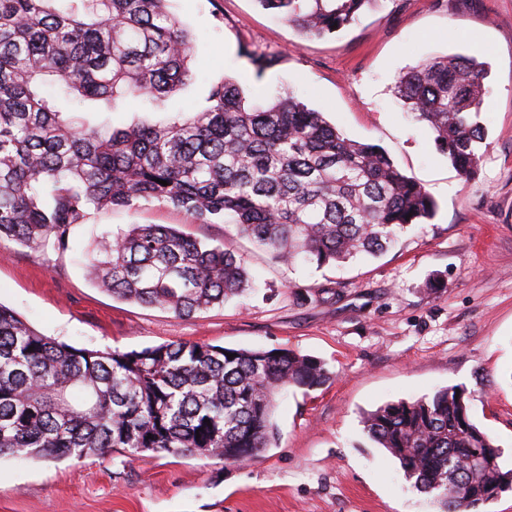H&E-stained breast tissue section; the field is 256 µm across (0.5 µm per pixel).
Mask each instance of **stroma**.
<instances>
[{
  "label": "stroma",
  "mask_w": 512,
  "mask_h": 512,
  "mask_svg": "<svg viewBox=\"0 0 512 512\" xmlns=\"http://www.w3.org/2000/svg\"><path fill=\"white\" fill-rule=\"evenodd\" d=\"M195 36L194 81L164 108L89 102L78 116L104 128L200 107L235 80L247 105L300 96L349 138L380 146L437 203L435 216L377 258L286 265L234 225L201 224L157 203L99 212L66 250L0 243V304L77 348L139 350L170 342L287 348L324 361L323 387L288 390L275 445L227 465L199 455L126 460L0 458V512H436L398 464L373 447L365 413L450 386L512 463V0H380L336 34L304 38L258 0H172ZM446 54L487 62L480 121L487 136L460 177L429 130L398 105V76ZM266 58L263 70L250 59ZM130 224H170L241 255L252 290L183 318L92 284L84 253Z\"/></svg>",
  "instance_id": "stroma-1"
}]
</instances>
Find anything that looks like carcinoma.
I'll return each instance as SVG.
<instances>
[{
	"label": "carcinoma",
	"mask_w": 512,
	"mask_h": 512,
	"mask_svg": "<svg viewBox=\"0 0 512 512\" xmlns=\"http://www.w3.org/2000/svg\"><path fill=\"white\" fill-rule=\"evenodd\" d=\"M54 2L0 0V242L64 249L91 212L147 201L201 224H233L277 261L321 267L375 257L434 212L386 152L347 137L290 91L247 107L225 78L205 106L165 123L108 130L76 120L48 86L80 105H160L194 77L193 36L169 0ZM258 2L299 34L324 36L375 0ZM485 78L483 63L451 54L409 68L394 87L465 177L485 139ZM87 270L112 296L181 317L250 286L235 253L159 224L129 225L88 254ZM330 379L322 361L288 349L76 348L0 305V456L105 459L119 450L240 464L273 444L281 392ZM364 430L438 512H480L512 491V467L454 386L381 405Z\"/></svg>",
	"instance_id": "carcinoma-1"
}]
</instances>
